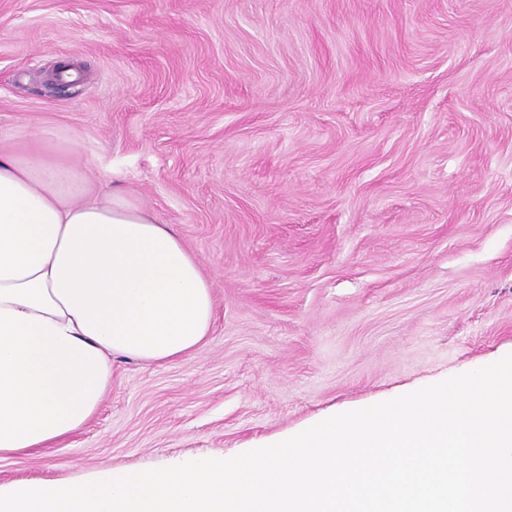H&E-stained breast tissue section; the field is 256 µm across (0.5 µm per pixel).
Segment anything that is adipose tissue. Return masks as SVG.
I'll return each mask as SVG.
<instances>
[{
	"mask_svg": "<svg viewBox=\"0 0 512 512\" xmlns=\"http://www.w3.org/2000/svg\"><path fill=\"white\" fill-rule=\"evenodd\" d=\"M47 134L0 144V455L53 448L112 385V359L167 363L214 322L212 284L176 229L96 192Z\"/></svg>",
	"mask_w": 512,
	"mask_h": 512,
	"instance_id": "1",
	"label": "adipose tissue"
}]
</instances>
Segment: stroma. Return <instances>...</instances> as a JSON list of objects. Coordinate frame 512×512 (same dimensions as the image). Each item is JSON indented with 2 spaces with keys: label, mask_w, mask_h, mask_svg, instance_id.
Segmentation results:
<instances>
[{
  "label": "stroma",
  "mask_w": 512,
  "mask_h": 512,
  "mask_svg": "<svg viewBox=\"0 0 512 512\" xmlns=\"http://www.w3.org/2000/svg\"><path fill=\"white\" fill-rule=\"evenodd\" d=\"M165 223L210 336L0 487L233 456L512 350V0H0V131Z\"/></svg>",
  "instance_id": "stroma-1"
}]
</instances>
